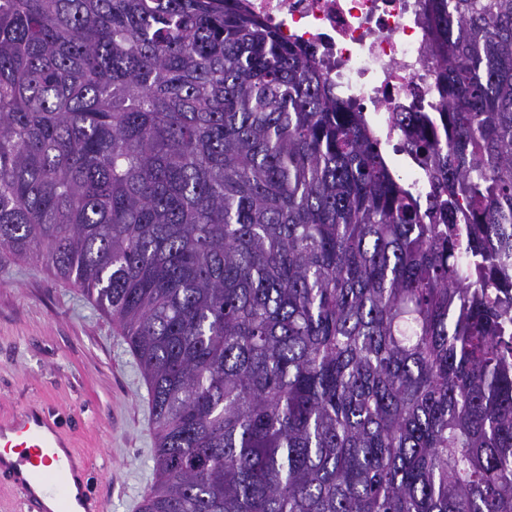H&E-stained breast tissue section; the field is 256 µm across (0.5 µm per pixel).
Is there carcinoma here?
<instances>
[{
    "label": "carcinoma",
    "instance_id": "obj_1",
    "mask_svg": "<svg viewBox=\"0 0 512 512\" xmlns=\"http://www.w3.org/2000/svg\"><path fill=\"white\" fill-rule=\"evenodd\" d=\"M423 6L425 205L244 0H0V251L137 357L140 512H512V0Z\"/></svg>",
    "mask_w": 512,
    "mask_h": 512
}]
</instances>
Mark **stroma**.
Here are the masks:
<instances>
[{
    "label": "stroma",
    "instance_id": "stroma-1",
    "mask_svg": "<svg viewBox=\"0 0 512 512\" xmlns=\"http://www.w3.org/2000/svg\"><path fill=\"white\" fill-rule=\"evenodd\" d=\"M56 410L110 512H139L156 480L148 387L120 329L77 286L0 254V415Z\"/></svg>",
    "mask_w": 512,
    "mask_h": 512
}]
</instances>
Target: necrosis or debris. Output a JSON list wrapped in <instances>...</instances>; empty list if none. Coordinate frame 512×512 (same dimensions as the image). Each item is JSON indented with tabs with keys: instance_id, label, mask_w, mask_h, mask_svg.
Here are the masks:
<instances>
[{
	"instance_id": "4bbe7bcc",
	"label": "necrosis or debris",
	"mask_w": 512,
	"mask_h": 512,
	"mask_svg": "<svg viewBox=\"0 0 512 512\" xmlns=\"http://www.w3.org/2000/svg\"><path fill=\"white\" fill-rule=\"evenodd\" d=\"M284 38L312 46L324 72L391 147L397 174L418 197L428 183L390 123L401 107L439 111L422 0H245Z\"/></svg>"
}]
</instances>
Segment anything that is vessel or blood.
<instances>
[{
    "mask_svg": "<svg viewBox=\"0 0 512 512\" xmlns=\"http://www.w3.org/2000/svg\"><path fill=\"white\" fill-rule=\"evenodd\" d=\"M91 468L48 409L28 406L0 418V487L20 491L25 512H50L44 503L50 496L68 512V472Z\"/></svg>",
    "mask_w": 512,
    "mask_h": 512,
    "instance_id": "b4317fda",
    "label": "vessel or blood"
}]
</instances>
